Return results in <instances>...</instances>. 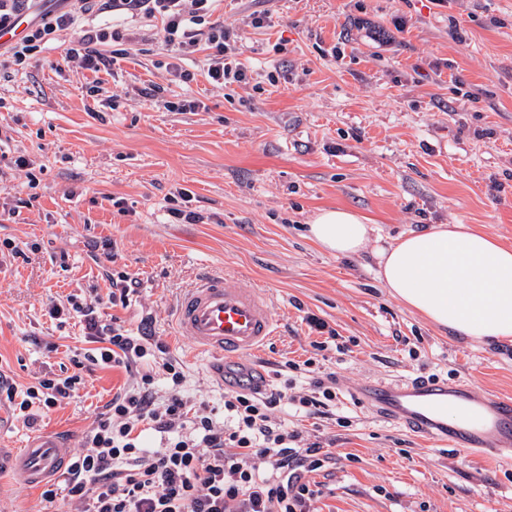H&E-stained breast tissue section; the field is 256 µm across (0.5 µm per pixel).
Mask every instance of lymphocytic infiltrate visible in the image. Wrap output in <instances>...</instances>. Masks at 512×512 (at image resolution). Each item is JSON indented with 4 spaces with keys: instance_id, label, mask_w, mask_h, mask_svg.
I'll use <instances>...</instances> for the list:
<instances>
[{
    "instance_id": "lymphocytic-infiltrate-1",
    "label": "lymphocytic infiltrate",
    "mask_w": 512,
    "mask_h": 512,
    "mask_svg": "<svg viewBox=\"0 0 512 512\" xmlns=\"http://www.w3.org/2000/svg\"><path fill=\"white\" fill-rule=\"evenodd\" d=\"M62 7L33 21L20 42L11 46L14 64H23L60 31L81 35L66 57L81 58L96 70L104 62L101 45L114 42L113 57L123 56L127 36L117 30L86 29L84 17L96 4L131 15L160 18L166 41L178 60L172 75L184 82L192 75L180 64L199 41L211 52L207 74L225 85L246 81L241 66L227 62L231 33L210 27L201 34L213 0H61ZM135 279L117 273L108 297L72 301L84 321L90 347L75 355L72 375L44 373L26 387L0 384V404L27 426L39 414L72 399L84 375L97 367H122L131 383L105 405L84 434L66 469L43 493L46 501L62 499L68 512H311L316 495L309 473L328 456L320 443H303L298 430L279 417L285 408L317 418L336 404L334 375L311 378L307 391L293 392L291 383L267 384L248 376L225 390L224 407L186 392L187 376L167 345L142 331L132 332L117 319L98 314L102 303L127 304ZM158 446L144 445L146 432Z\"/></svg>"
}]
</instances>
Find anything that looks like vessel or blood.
I'll return each mask as SVG.
<instances>
[{
	"mask_svg": "<svg viewBox=\"0 0 512 512\" xmlns=\"http://www.w3.org/2000/svg\"><path fill=\"white\" fill-rule=\"evenodd\" d=\"M173 322L178 335L189 337L199 352L211 354V368L230 375L236 374L242 357L276 333L264 291L212 273L195 277L184 289ZM359 398L377 414L441 438L456 451L491 459L512 450V399L475 396L464 382L379 379L364 384ZM68 450V440L48 430L4 463L25 484L39 485L64 466Z\"/></svg>",
	"mask_w": 512,
	"mask_h": 512,
	"instance_id": "vessel-or-blood-1",
	"label": "vessel or blood"
}]
</instances>
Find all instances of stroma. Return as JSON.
Masks as SVG:
<instances>
[{
    "label": "stroma",
    "instance_id": "obj_1",
    "mask_svg": "<svg viewBox=\"0 0 512 512\" xmlns=\"http://www.w3.org/2000/svg\"><path fill=\"white\" fill-rule=\"evenodd\" d=\"M92 19L134 36L110 67L66 59L71 31L28 64L0 67V152L25 161L0 177V374L26 385L72 373L84 323L59 324L51 304L107 297L111 272L124 271L138 291L102 317L132 330L150 317L190 395L220 399L209 355L172 321L192 279L218 272L272 299L278 333L246 366L270 377L308 360L336 375L328 415L288 419L329 451L310 475L317 512H512V460L419 438L357 397L377 378L512 396L511 343L443 332L376 276L379 248L431 224H469L512 246V0H218L208 22L237 33L232 55L248 76L226 87L207 76L206 43L183 61L193 78L182 82L160 21ZM185 190L201 223L167 214ZM336 206L375 224L361 256L308 239L316 210ZM106 243L114 262L101 258ZM311 314L334 340L310 328ZM130 380L95 369L32 429L1 406L0 448L52 427L78 446ZM42 491L2 470L0 512H64Z\"/></svg>",
    "mask_w": 512,
    "mask_h": 512
}]
</instances>
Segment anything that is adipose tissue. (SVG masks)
Segmentation results:
<instances>
[{"instance_id": "1", "label": "adipose tissue", "mask_w": 512, "mask_h": 512, "mask_svg": "<svg viewBox=\"0 0 512 512\" xmlns=\"http://www.w3.org/2000/svg\"><path fill=\"white\" fill-rule=\"evenodd\" d=\"M372 231L347 208L322 209L309 226L321 249L346 258L366 249ZM377 258L379 281L408 309L469 340L512 342V246L466 224H433L400 235Z\"/></svg>"}]
</instances>
